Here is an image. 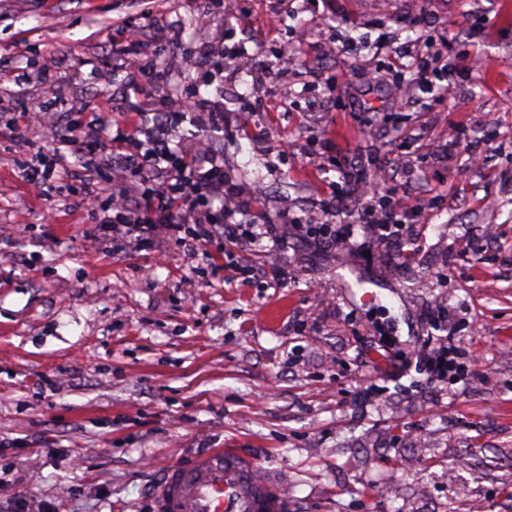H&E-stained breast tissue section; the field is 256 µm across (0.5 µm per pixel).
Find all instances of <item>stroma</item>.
<instances>
[{
	"mask_svg": "<svg viewBox=\"0 0 512 512\" xmlns=\"http://www.w3.org/2000/svg\"><path fill=\"white\" fill-rule=\"evenodd\" d=\"M500 2L237 0L202 28L205 0H0V512H153L166 468L208 448L285 471L293 512H512V13ZM351 38L369 47L356 74ZM287 44L301 63L276 77L238 64ZM437 49L419 88L408 66ZM127 51L163 83L130 90ZM197 83L199 105L183 109ZM35 101L43 120L25 124ZM135 105L148 126L175 115L187 154L218 153L256 211L289 225L287 248L253 247L245 277L218 240L191 249L162 231L113 246L82 200L96 189L108 207L113 181L150 171L80 158L130 131ZM68 121L84 135L45 157L59 188L36 196L21 171ZM312 150L322 167L306 164ZM342 165L383 169L412 217L411 255L295 230L330 198L354 214ZM359 280L391 305L349 301ZM437 304L486 372L440 389L418 363L378 368L380 329L422 344Z\"/></svg>",
	"mask_w": 512,
	"mask_h": 512,
	"instance_id": "obj_1",
	"label": "stroma"
}]
</instances>
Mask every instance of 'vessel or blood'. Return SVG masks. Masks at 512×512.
Masks as SVG:
<instances>
[{
  "mask_svg": "<svg viewBox=\"0 0 512 512\" xmlns=\"http://www.w3.org/2000/svg\"><path fill=\"white\" fill-rule=\"evenodd\" d=\"M155 512H291L286 475L233 448H213L169 466Z\"/></svg>",
  "mask_w": 512,
  "mask_h": 512,
  "instance_id": "b4317fda",
  "label": "vessel or blood"
}]
</instances>
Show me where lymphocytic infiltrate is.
<instances>
[{"label": "lymphocytic infiltrate", "mask_w": 512, "mask_h": 512, "mask_svg": "<svg viewBox=\"0 0 512 512\" xmlns=\"http://www.w3.org/2000/svg\"><path fill=\"white\" fill-rule=\"evenodd\" d=\"M124 142L130 163L158 169L164 178L148 187L113 186V213L103 216L102 222L118 238H137L160 227L183 232V244L192 248L219 238L224 242L225 258L231 261L257 240L276 238L277 225L247 221L244 191L227 178L218 155L186 158L171 144L163 126L149 131L134 127ZM322 212L328 223L307 225L306 232L314 243L330 247L355 250L364 243L398 245L408 231V214L396 202L380 206L372 198L361 200L353 224L336 220L333 200L324 201ZM419 357L429 368L428 382L434 386L447 382L449 372L467 369L466 352L449 349L444 336L426 340Z\"/></svg>", "instance_id": "f902f5d3"}]
</instances>
